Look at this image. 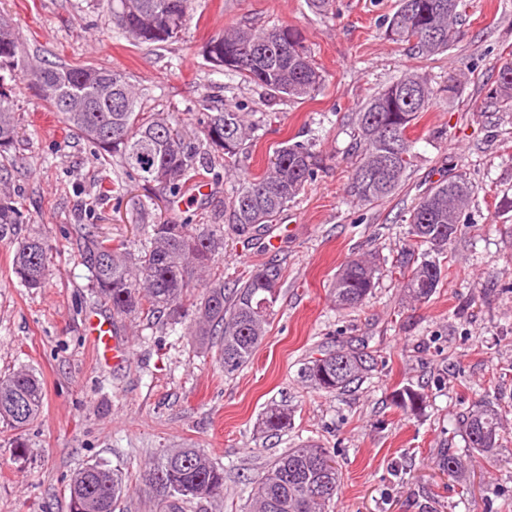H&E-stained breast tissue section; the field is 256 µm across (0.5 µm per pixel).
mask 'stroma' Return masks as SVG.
Segmentation results:
<instances>
[{"instance_id":"1","label":"stroma","mask_w":512,"mask_h":512,"mask_svg":"<svg viewBox=\"0 0 512 512\" xmlns=\"http://www.w3.org/2000/svg\"><path fill=\"white\" fill-rule=\"evenodd\" d=\"M398 0H334L320 14L308 0H194L181 37L138 45L107 25L105 0H0L35 65L88 64L125 72L147 112L181 116L204 144L194 116L204 96L248 113L258 138L229 179L198 195L171 198L131 178L118 163L101 168L90 143L69 132L17 78L12 96L19 137L0 179L22 204L23 221L0 226V376L33 370L44 389L36 421L16 433L0 425V512H68L69 482L82 467L120 469L130 488L116 512H155L141 480L163 450L192 445L224 468L223 495L186 504L185 512H245L249 481L285 450L303 443L333 449L341 492L328 512H512V111L491 94L512 60V0H465L451 47L424 57L385 34ZM298 29L324 76L315 99L275 102L239 76L214 70L205 42L231 27ZM425 77L433 96L408 136L415 162L394 195L364 204L348 193L356 114L401 74ZM460 82L456 99L445 87ZM310 144L321 158L313 180L273 224V250L233 235L218 260L226 284L271 259L285 279L269 331L249 363L225 374L219 342L189 336L193 307L179 324L155 325L147 311L113 314L92 293L84 257L93 241L139 243V224L165 219L224 221L232 187L262 176L286 141ZM465 174L472 195L444 259L436 292L411 301L398 274L410 211L434 182ZM42 237L44 287L26 288L13 271L18 242ZM378 253L382 274L363 306L342 310L331 283L351 258ZM130 342L119 367L100 360L86 334L90 315ZM360 349L375 363L358 388L328 394L299 377L326 346ZM424 395L412 412L393 394ZM490 402L505 407L507 447L468 458L467 501L443 470L446 449H463L459 417ZM289 408L277 437L258 430L270 404ZM26 454L16 458L13 442Z\"/></svg>"}]
</instances>
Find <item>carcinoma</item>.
I'll return each mask as SVG.
<instances>
[{
  "instance_id": "obj_1",
  "label": "carcinoma",
  "mask_w": 512,
  "mask_h": 512,
  "mask_svg": "<svg viewBox=\"0 0 512 512\" xmlns=\"http://www.w3.org/2000/svg\"><path fill=\"white\" fill-rule=\"evenodd\" d=\"M193 0H108L112 22L136 44H163L177 39L190 19ZM462 0H399L387 19V32L397 41L414 42L425 54L448 50L457 34ZM22 49L10 20L0 16V159L18 137L11 82L16 78ZM205 59L217 70L233 72L274 99L298 102L311 98L323 84L302 35L288 26L270 29H227L203 46ZM39 92L65 126L95 145L99 157L116 158L126 174L145 185H157L176 198L204 174L214 171L211 157L201 155L180 121L164 112L142 111L140 96L118 69L62 66L32 69ZM495 99L512 109V62L499 71ZM431 89L426 79L407 73L374 95L357 113L356 154L351 196L373 204L392 196L412 165L408 129L427 111ZM198 124L210 151L224 160L230 172L257 125L240 112L199 104ZM317 160L303 142H285L270 159L265 173L233 188L229 197V227L252 242L260 228L282 213L315 174ZM471 195L461 175L442 178L417 203L408 220V243L402 248L400 272L404 288L415 301L428 299L442 284L444 268L433 255L443 253L458 232ZM14 202L0 196V225L18 224ZM146 244L134 251L120 241H100L89 254L92 282L98 297L112 312L127 316L147 309L163 325L182 317V301L192 288L196 299L191 335L203 343L222 337L219 363L227 375L242 369L266 335L269 316L277 302L283 272L272 259L229 288L224 274L214 271L224 251V225L205 224L200 231L188 224L166 222L142 225ZM17 277L28 288H40L47 276L46 249L38 237L20 242L13 258ZM380 269L369 256L350 259L332 287L336 305L354 309L376 286ZM371 358L337 346L304 363L302 378L326 393H343L368 375ZM394 404L416 411L422 393L405 387L393 395ZM44 394L29 369L0 377V422L20 430L32 424L43 406ZM291 414L279 405L262 416L263 433L290 426ZM465 448L492 455L507 439L500 434V413L491 403L462 416ZM448 475L464 472L463 455L448 450L443 459ZM144 480L157 512H180L181 503L212 498L224 491V468L202 448H168L149 465ZM130 491L122 474L105 464L80 469L71 479V512H115ZM341 481L335 453L319 445L290 448L252 481L248 512H326L339 495Z\"/></svg>"
}]
</instances>
